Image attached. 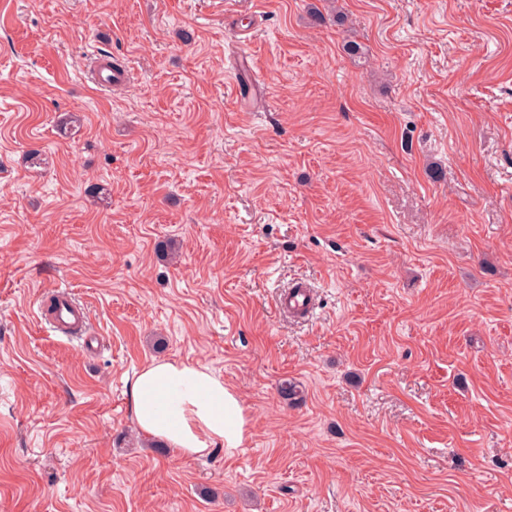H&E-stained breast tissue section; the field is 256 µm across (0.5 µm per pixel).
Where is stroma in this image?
<instances>
[{
	"label": "stroma",
	"instance_id": "35a3bbf8",
	"mask_svg": "<svg viewBox=\"0 0 512 512\" xmlns=\"http://www.w3.org/2000/svg\"><path fill=\"white\" fill-rule=\"evenodd\" d=\"M158 360L242 448L139 430ZM0 512H512V0H0ZM58 307L49 318V323L62 336L79 338L88 335V321L86 308L73 299L67 292L57 291ZM131 394L138 428L185 458L216 447L234 451L249 435L251 421L239 394L206 366L154 361L135 375Z\"/></svg>",
	"mask_w": 512,
	"mask_h": 512
}]
</instances>
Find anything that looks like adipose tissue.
Returning <instances> with one entry per match:
<instances>
[{"label":"adipose tissue","instance_id":"1","mask_svg":"<svg viewBox=\"0 0 512 512\" xmlns=\"http://www.w3.org/2000/svg\"><path fill=\"white\" fill-rule=\"evenodd\" d=\"M131 394L138 428L186 458L208 455L217 447L241 448L250 431L237 391L203 365L152 362L136 374Z\"/></svg>","mask_w":512,"mask_h":512}]
</instances>
